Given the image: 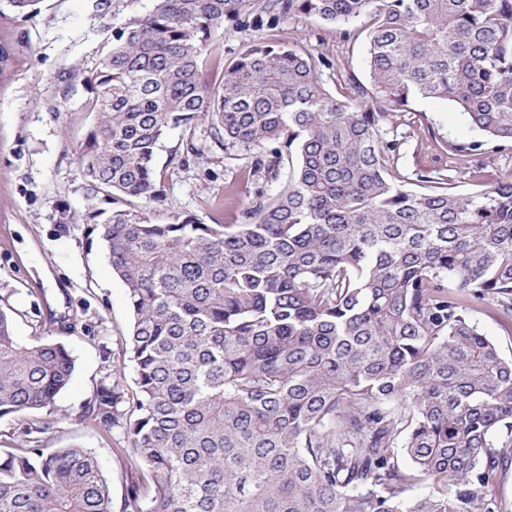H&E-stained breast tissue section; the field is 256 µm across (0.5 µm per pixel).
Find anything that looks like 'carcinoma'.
Here are the masks:
<instances>
[{
  "label": "carcinoma",
  "mask_w": 512,
  "mask_h": 512,
  "mask_svg": "<svg viewBox=\"0 0 512 512\" xmlns=\"http://www.w3.org/2000/svg\"><path fill=\"white\" fill-rule=\"evenodd\" d=\"M302 16L369 17L370 83L335 94L327 54L263 36ZM226 22L256 32L228 67ZM87 83L84 221L126 289L136 392L116 371L76 422L127 443L119 512H508L482 489L512 466V359L471 313L512 327V178L487 170L512 149V0H153ZM416 99L480 133L444 145L476 188L400 171L382 124ZM204 123L226 157L260 149L227 190L240 222H153L159 144ZM10 311L0 293V418L30 419L0 444V512H114L93 452L42 445L71 351Z\"/></svg>",
  "instance_id": "cac0c4a2"
}]
</instances>
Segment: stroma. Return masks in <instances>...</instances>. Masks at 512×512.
<instances>
[{"instance_id": "35a3bbf8", "label": "stroma", "mask_w": 512, "mask_h": 512, "mask_svg": "<svg viewBox=\"0 0 512 512\" xmlns=\"http://www.w3.org/2000/svg\"><path fill=\"white\" fill-rule=\"evenodd\" d=\"M151 7L152 0H39L22 15L0 0V289L10 293L15 336H47L71 350L76 369L55 400L45 441L94 452L116 504L129 476L114 451L125 442L74 418L105 374L121 368L131 314L122 282L82 222L88 200L74 148L95 118L88 77L114 33ZM367 25L359 20L358 37L347 39L318 20L285 18L267 36L322 48L334 62L324 73L332 89L345 76L367 82ZM412 108L420 120L402 129L399 169L447 171L440 143L473 140L476 132L447 103L421 99ZM181 138L172 130L158 150L164 197L146 204L149 217L164 223L184 213L206 224L237 223L224 191L240 179L242 160L225 158L207 125L194 133L195 152L181 150Z\"/></svg>"}]
</instances>
